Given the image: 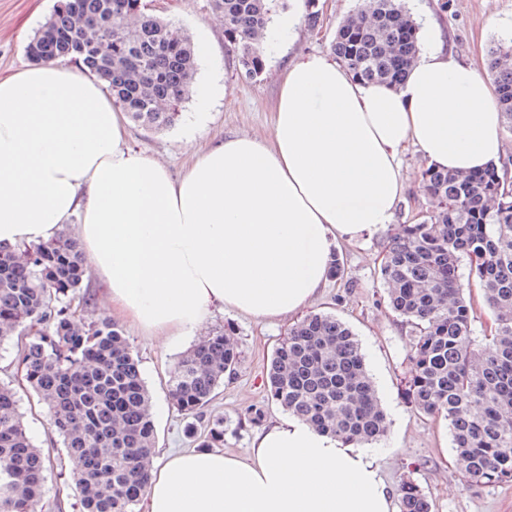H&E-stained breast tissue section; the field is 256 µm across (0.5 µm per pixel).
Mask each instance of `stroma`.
Wrapping results in <instances>:
<instances>
[{
    "label": "stroma",
    "mask_w": 512,
    "mask_h": 512,
    "mask_svg": "<svg viewBox=\"0 0 512 512\" xmlns=\"http://www.w3.org/2000/svg\"><path fill=\"white\" fill-rule=\"evenodd\" d=\"M211 0H147L153 13L190 36L209 28L213 54L196 61V78H215L224 86L208 113L205 129L198 137L206 147L236 133L266 137L271 133V108L277 95V73L296 51L326 53L337 25L362 7L364 0H320L324 23L321 28H302L292 44L282 45L265 57L263 75L254 81L241 79L237 56L224 41V26L213 11ZM418 24H434L444 40L461 57L484 63L494 40L512 31V0H402ZM55 0H0V78L29 65L26 46L50 16ZM193 99H186L181 117L172 127L150 131L130 125V145L165 163L173 175H180L189 161L185 136ZM427 165L416 148L401 158V172L408 193L395 221L413 223L429 206L420 193V173ZM393 236L384 231L357 242H343L337 254L344 264L343 281L328 280L322 295L309 307L310 312L336 314L355 333L387 414L389 430L370 451L383 477L391 487L412 479L428 496L433 512H512V485H486L467 482L457 471L451 436L445 421L422 417L413 412L404 398V384L410 365L407 355L413 336L409 325L390 308L379 279V267L386 246ZM295 317L259 323L232 312L216 315L207 332L232 328L242 355L236 376L225 380L201 420L194 421L173 408L166 398L165 383L179 358L196 343L188 338L169 350L150 344L132 329L124 334L138 358L150 392L156 427L158 452L177 453L192 449L189 426L204 430L207 420H224V453L247 456L258 429L246 416L254 410L272 421L282 410L272 401L265 384V370L273 350L285 336ZM20 410L27 432L36 447L59 454L60 442L49 425L46 407L26 390H19Z\"/></svg>",
    "instance_id": "35a3bbf8"
}]
</instances>
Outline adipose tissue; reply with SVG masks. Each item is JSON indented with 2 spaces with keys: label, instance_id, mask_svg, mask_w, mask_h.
Wrapping results in <instances>:
<instances>
[{
  "label": "adipose tissue",
  "instance_id": "ef3b65f1",
  "mask_svg": "<svg viewBox=\"0 0 512 512\" xmlns=\"http://www.w3.org/2000/svg\"><path fill=\"white\" fill-rule=\"evenodd\" d=\"M392 88L327 54L279 74L270 138L236 135L181 177L127 144V119L97 75L43 61L0 80V246L74 223L113 313L174 346L218 310L272 321L325 287L338 241L392 224L407 186L400 154L476 171L500 164L495 86L427 27ZM144 512H394L372 454L293 416L259 429L244 458L153 459Z\"/></svg>",
  "mask_w": 512,
  "mask_h": 512
}]
</instances>
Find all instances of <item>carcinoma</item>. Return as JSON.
Returning <instances> with one entry per match:
<instances>
[{"label": "carcinoma", "instance_id": "obj_1", "mask_svg": "<svg viewBox=\"0 0 512 512\" xmlns=\"http://www.w3.org/2000/svg\"><path fill=\"white\" fill-rule=\"evenodd\" d=\"M278 0H212L239 74L265 70L260 50ZM99 22L96 29L90 21ZM305 23L323 24L319 0ZM419 27L401 0H366L339 23L330 49L352 77L400 86L419 54ZM39 61L62 59L102 77L112 103L148 130L180 116L195 76V44L147 12L144 0H57L26 47ZM487 69L512 130V34L494 42ZM506 166L448 173L431 166L420 191L431 208L398 226L379 269L388 303L412 328L404 396L417 413L448 422L455 463L465 478L512 482V181ZM493 322L483 342L471 336L473 304L459 282L462 258ZM87 261L77 238L16 250L0 248V342L21 337L22 381L43 403L62 442L59 470L35 447L16 389L0 383V512H38L49 480L78 490L76 512H137L156 432L139 362L118 326L93 315L81 293ZM241 352L226 332L212 333L169 372L168 398L193 418ZM271 399L313 428L368 445L387 432L386 414L350 327L315 313L288 329L266 368ZM224 444V422L209 424L200 448ZM400 512H431L420 487H398Z\"/></svg>", "mask_w": 512, "mask_h": 512}]
</instances>
